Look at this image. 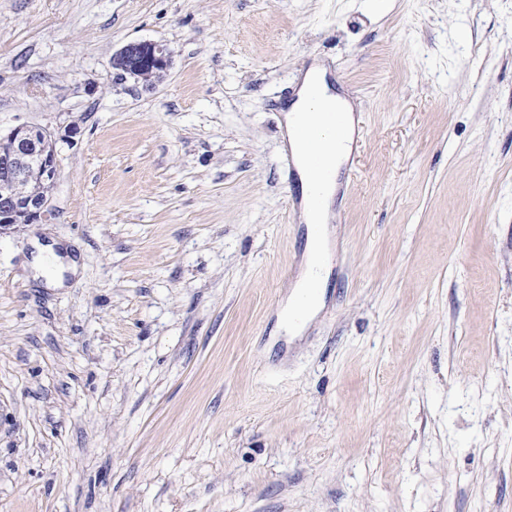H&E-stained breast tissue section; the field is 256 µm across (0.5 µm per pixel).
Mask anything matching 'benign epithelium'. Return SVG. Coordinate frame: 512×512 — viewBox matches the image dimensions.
Masks as SVG:
<instances>
[{"mask_svg":"<svg viewBox=\"0 0 512 512\" xmlns=\"http://www.w3.org/2000/svg\"><path fill=\"white\" fill-rule=\"evenodd\" d=\"M172 65V53L162 42H133L112 58L117 79L128 78L152 87L149 74L164 78ZM10 149L0 152V235L18 224H36L47 217L50 197L42 188L56 182L58 175L57 137L46 129L20 124L0 136ZM34 185L28 194H19L16 185Z\"/></svg>","mask_w":512,"mask_h":512,"instance_id":"7a95c632","label":"benign epithelium"}]
</instances>
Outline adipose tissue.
<instances>
[{
  "label": "adipose tissue",
  "instance_id": "1",
  "mask_svg": "<svg viewBox=\"0 0 512 512\" xmlns=\"http://www.w3.org/2000/svg\"><path fill=\"white\" fill-rule=\"evenodd\" d=\"M336 110L345 116L344 132L337 151L332 154L330 173L321 185L317 206H307L302 210L303 221L312 227L307 234L306 263L280 315L282 327L295 334L301 333L324 306L331 266L327 263L318 264L317 256L330 248V236L325 223L339 189L340 171L348 163L353 151L356 119L351 103L334 88L328 79L326 67L320 63L313 64L304 73L295 98L283 110L284 136L292 152L298 156V179L305 193L310 190L308 163L299 156L301 143L297 132L308 124L321 126L324 116Z\"/></svg>",
  "mask_w": 512,
  "mask_h": 512
}]
</instances>
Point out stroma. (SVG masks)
Listing matches in <instances>:
<instances>
[{
    "instance_id": "1",
    "label": "stroma",
    "mask_w": 512,
    "mask_h": 512,
    "mask_svg": "<svg viewBox=\"0 0 512 512\" xmlns=\"http://www.w3.org/2000/svg\"><path fill=\"white\" fill-rule=\"evenodd\" d=\"M139 41L156 86L112 69ZM317 60L359 133L294 337ZM19 124L60 170L0 236V512H512V0H0ZM172 65V53L162 42H133L122 47L112 58V66L117 70L120 81L132 78L145 86L153 87L160 82ZM153 74L159 81L147 82L144 78Z\"/></svg>"
}]
</instances>
